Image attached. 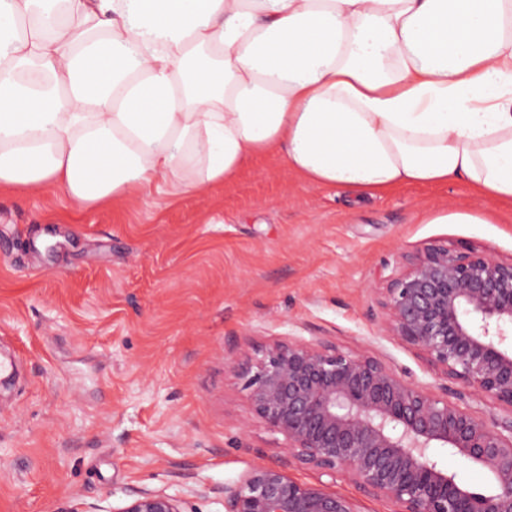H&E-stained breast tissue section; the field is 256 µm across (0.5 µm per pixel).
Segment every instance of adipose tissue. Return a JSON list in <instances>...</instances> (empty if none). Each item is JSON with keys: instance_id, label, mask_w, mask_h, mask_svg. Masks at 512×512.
<instances>
[{"instance_id": "1", "label": "adipose tissue", "mask_w": 512, "mask_h": 512, "mask_svg": "<svg viewBox=\"0 0 512 512\" xmlns=\"http://www.w3.org/2000/svg\"><path fill=\"white\" fill-rule=\"evenodd\" d=\"M270 150L512 202V0H0V188L199 194Z\"/></svg>"}]
</instances>
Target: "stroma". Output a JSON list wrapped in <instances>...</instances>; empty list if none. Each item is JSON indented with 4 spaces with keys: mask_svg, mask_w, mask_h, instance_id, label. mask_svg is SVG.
<instances>
[{
    "mask_svg": "<svg viewBox=\"0 0 512 512\" xmlns=\"http://www.w3.org/2000/svg\"><path fill=\"white\" fill-rule=\"evenodd\" d=\"M432 244L512 260V203L463 181L376 197L316 187L282 153L195 196L81 206L0 191V512H118L162 490L224 512L259 465L314 484L249 408L236 364L277 342H331L444 395L380 301Z\"/></svg>",
    "mask_w": 512,
    "mask_h": 512,
    "instance_id": "35a3bbf8",
    "label": "stroma"
}]
</instances>
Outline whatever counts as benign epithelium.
<instances>
[{"label":"benign epithelium","instance_id":"1","mask_svg":"<svg viewBox=\"0 0 512 512\" xmlns=\"http://www.w3.org/2000/svg\"><path fill=\"white\" fill-rule=\"evenodd\" d=\"M404 259L381 301L391 330L460 384L459 399L488 397L506 417H477L371 356L298 341L238 363L249 407L293 460L332 482L347 477L399 512H512V261L448 246ZM436 444L486 468L489 482H457L431 453ZM212 492L224 495V512H358L325 482L265 465ZM118 512L182 510L172 495L140 490Z\"/></svg>","mask_w":512,"mask_h":512}]
</instances>
